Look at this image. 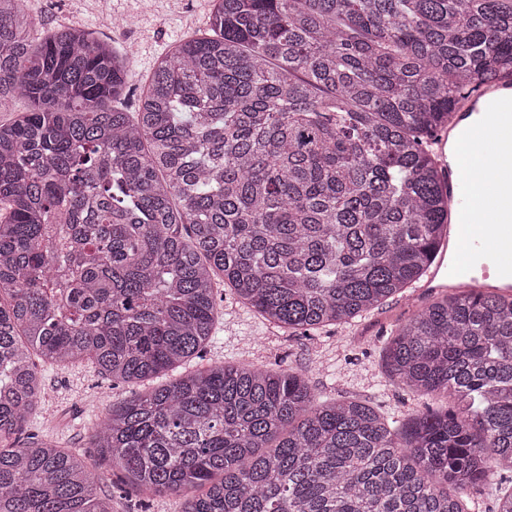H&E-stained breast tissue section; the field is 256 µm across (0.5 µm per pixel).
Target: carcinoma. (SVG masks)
Segmentation results:
<instances>
[{
	"instance_id": "carcinoma-1",
	"label": "carcinoma",
	"mask_w": 512,
	"mask_h": 512,
	"mask_svg": "<svg viewBox=\"0 0 512 512\" xmlns=\"http://www.w3.org/2000/svg\"><path fill=\"white\" fill-rule=\"evenodd\" d=\"M26 2L0 0V110L29 102L0 122V512H112L80 454L20 442L33 356L136 385L201 354L221 283L309 334L419 280L448 233L431 135L512 71V0H214L134 114L127 55ZM384 361L451 406L399 427L215 364L109 405L93 447L178 512H512V291L442 293Z\"/></svg>"
}]
</instances>
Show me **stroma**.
Here are the masks:
<instances>
[{
  "instance_id": "obj_1",
  "label": "stroma",
  "mask_w": 512,
  "mask_h": 512,
  "mask_svg": "<svg viewBox=\"0 0 512 512\" xmlns=\"http://www.w3.org/2000/svg\"><path fill=\"white\" fill-rule=\"evenodd\" d=\"M29 12L40 29L78 26L93 32L132 62L129 111H137L141 87L181 38L207 30L212 0H156L144 10L141 0H28ZM415 289L394 296L382 308L349 325H336L304 336L269 326L253 311L225 294L217 302L216 329L202 357L189 369L220 363H252L269 368L282 363L305 375L309 385L326 398L367 401L386 417L405 420L416 411L446 407L442 395L405 393L388 378L382 349L397 325L415 314ZM43 398L29 417L26 433L59 442L94 463L100 487L112 499L113 512H177V499L131 488L120 489L109 461L91 448L93 425L106 404L128 397L130 388L87 364L41 369Z\"/></svg>"
}]
</instances>
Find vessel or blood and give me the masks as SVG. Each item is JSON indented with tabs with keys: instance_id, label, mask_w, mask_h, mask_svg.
I'll return each instance as SVG.
<instances>
[{
	"instance_id": "b4317fda",
	"label": "vessel or blood",
	"mask_w": 512,
	"mask_h": 512,
	"mask_svg": "<svg viewBox=\"0 0 512 512\" xmlns=\"http://www.w3.org/2000/svg\"><path fill=\"white\" fill-rule=\"evenodd\" d=\"M498 89L480 88L458 105L469 115L481 109L493 112L491 131L477 142L461 140L460 154L448 157L449 135L435 134L443 157L442 190L448 203L450 248L425 281L427 291L459 288L484 290V265L496 280L512 288V74L502 76Z\"/></svg>"
}]
</instances>
